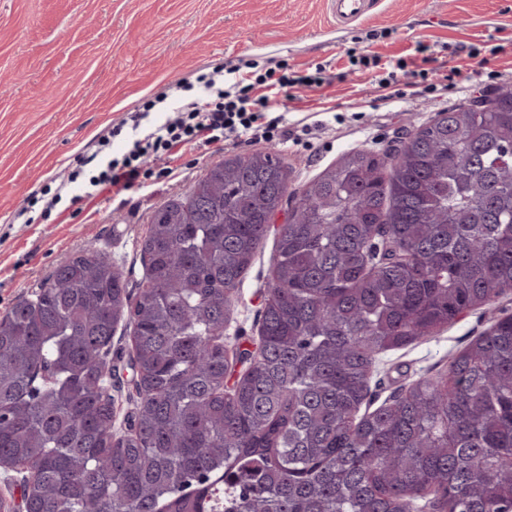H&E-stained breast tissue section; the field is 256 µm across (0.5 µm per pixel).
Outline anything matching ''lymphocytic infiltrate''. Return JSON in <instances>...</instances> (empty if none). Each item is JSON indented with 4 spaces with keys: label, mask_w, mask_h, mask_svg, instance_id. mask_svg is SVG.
Wrapping results in <instances>:
<instances>
[{
    "label": "lymphocytic infiltrate",
    "mask_w": 512,
    "mask_h": 512,
    "mask_svg": "<svg viewBox=\"0 0 512 512\" xmlns=\"http://www.w3.org/2000/svg\"><path fill=\"white\" fill-rule=\"evenodd\" d=\"M429 46L417 42L413 60H399L395 70L375 79L373 90L378 98H403L401 79L423 80L426 92L454 87L462 74L461 67L448 72H429ZM332 81L323 66L298 71L287 63L257 73L238 70L233 82H226L223 68L200 73L195 84L177 85L178 104L168 107V93L161 92L141 100L131 114L132 135L126 150L113 155L109 138H102L94 153L81 157L80 167L95 168L96 173L84 185L82 194L73 196V203H89L103 195L142 188L153 175L176 178L179 160L186 149L219 144L232 138L269 141L281 131L289 103L300 100L302 93L324 95ZM165 113V120L141 131L142 122L151 113ZM160 162L153 170L152 162Z\"/></svg>",
    "instance_id": "lymphocytic-infiltrate-1"
}]
</instances>
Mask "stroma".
<instances>
[{"mask_svg":"<svg viewBox=\"0 0 512 512\" xmlns=\"http://www.w3.org/2000/svg\"><path fill=\"white\" fill-rule=\"evenodd\" d=\"M372 32L371 50L391 63L410 58L416 41L431 44V66L440 71L456 65L450 52L456 44H498L502 50L441 97L409 86L404 98L381 101L369 75L353 70L346 55ZM242 57L262 69L280 61L299 68L328 65L334 78L329 111L288 112L286 139L271 144L229 140L192 148L177 179L99 198L92 216L15 223L30 197L56 187L76 158L93 152L97 138L127 119L142 97ZM506 82L512 83V0H382L373 17L342 31L335 30L324 0H0V316L18 298H33L61 256L87 248L111 253L128 292L137 293L144 275L140 246L152 212L189 192L225 156L274 147L291 187L299 188L344 152L383 150L437 112ZM274 249V236H267L224 330L236 377L258 346ZM510 314L512 291L493 310L469 311L435 336L380 354L371 404L446 373L471 339ZM129 335V328L118 326L110 354L113 431L119 435L134 411Z\"/></svg>","mask_w":512,"mask_h":512,"instance_id":"obj_1","label":"stroma"}]
</instances>
